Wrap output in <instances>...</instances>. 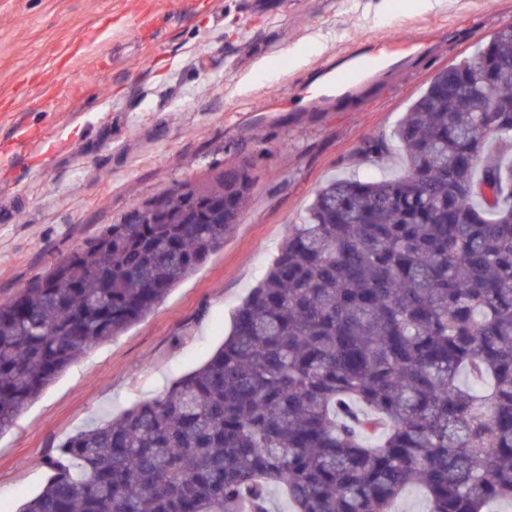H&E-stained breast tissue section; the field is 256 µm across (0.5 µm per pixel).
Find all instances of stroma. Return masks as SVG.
Returning a JSON list of instances; mask_svg holds the SVG:
<instances>
[{
	"label": "stroma",
	"instance_id": "35a3bbf8",
	"mask_svg": "<svg viewBox=\"0 0 512 512\" xmlns=\"http://www.w3.org/2000/svg\"><path fill=\"white\" fill-rule=\"evenodd\" d=\"M0 0V300L131 207L228 168L254 179L224 245L139 323L89 349L0 433V512L87 425L153 398L222 344L327 179L391 138L439 70L473 55L512 0ZM427 56L362 97L312 101V71L386 35ZM294 100L295 111L273 107Z\"/></svg>",
	"mask_w": 512,
	"mask_h": 512
}]
</instances>
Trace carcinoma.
<instances>
[{
	"label": "carcinoma",
	"instance_id": "carcinoma-1",
	"mask_svg": "<svg viewBox=\"0 0 512 512\" xmlns=\"http://www.w3.org/2000/svg\"><path fill=\"white\" fill-rule=\"evenodd\" d=\"M482 63L512 95V25L456 67ZM486 101L427 86L394 132L404 172L329 180L215 352L71 435L20 512H276L275 492L289 512H393L413 488L429 512L512 504V112ZM244 176L179 184L0 302V433L223 246Z\"/></svg>",
	"mask_w": 512,
	"mask_h": 512
}]
</instances>
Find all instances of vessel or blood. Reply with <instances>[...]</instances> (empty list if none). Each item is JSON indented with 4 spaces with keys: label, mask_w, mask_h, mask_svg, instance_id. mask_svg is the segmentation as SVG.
<instances>
[{
    "label": "vessel or blood",
    "mask_w": 512,
    "mask_h": 512,
    "mask_svg": "<svg viewBox=\"0 0 512 512\" xmlns=\"http://www.w3.org/2000/svg\"><path fill=\"white\" fill-rule=\"evenodd\" d=\"M428 46L425 40L393 35L360 44L335 66L314 73L317 98L328 102L362 95L382 75L405 69Z\"/></svg>",
    "instance_id": "b4317fda"
}]
</instances>
